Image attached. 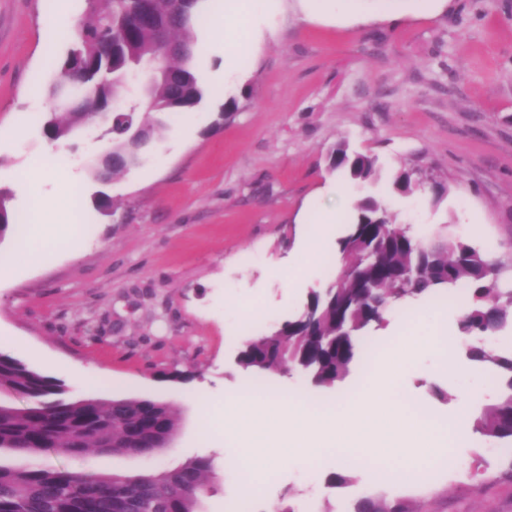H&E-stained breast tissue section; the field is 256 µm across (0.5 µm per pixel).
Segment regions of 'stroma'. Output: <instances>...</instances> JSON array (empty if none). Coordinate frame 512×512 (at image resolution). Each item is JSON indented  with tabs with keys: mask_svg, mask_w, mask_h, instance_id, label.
Wrapping results in <instances>:
<instances>
[{
	"mask_svg": "<svg viewBox=\"0 0 512 512\" xmlns=\"http://www.w3.org/2000/svg\"><path fill=\"white\" fill-rule=\"evenodd\" d=\"M87 0H0V188L11 209L31 217L37 206L65 211L66 249L26 251L15 234L0 241V352L62 380L73 399H157L179 417L164 454L139 457L52 453L43 464L107 474L175 469L213 457L217 478L203 512H271L282 499L320 512L324 505L375 496L427 502L430 512H512V459L479 435L438 454L411 449L409 481L395 465L378 476L365 466L341 469L333 449L315 466L280 465L279 421L268 415L256 439L264 461L252 497L242 498L240 450L221 428L238 409L235 395L262 391L325 409L366 384L364 361L331 388L308 387L302 374L252 377L237 364L247 334L243 310L265 317L252 334H269L299 313L311 293L332 282L322 264L335 254L353 202L337 195L344 177L330 170L336 143L377 155L384 165L377 196L403 165L432 169L449 187L432 205L424 193L389 198L413 229L449 233L512 264V0H353L337 15L332 0H248L224 10V43L202 54L195 71L223 70L197 108L173 116L142 162L111 181H94L88 164L103 148L83 129L51 143L41 131L55 59L82 22ZM259 33L255 54L240 52ZM236 98L238 108L225 113ZM44 165L31 178L32 163ZM108 197V214L97 208ZM337 209L317 259L305 244L324 209ZM407 321L392 313L367 332L384 358L389 325L403 322L418 347L398 381L401 394L450 423L463 394L482 403L495 395L490 374L448 377L431 341L440 324L457 335L455 315L430 302ZM110 372L100 389L81 371ZM218 430L198 436L201 409ZM347 471L355 482L328 484Z\"/></svg>",
	"mask_w": 512,
	"mask_h": 512,
	"instance_id": "1",
	"label": "stroma"
}]
</instances>
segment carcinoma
Segmentation results:
<instances>
[{
    "instance_id": "1",
    "label": "carcinoma",
    "mask_w": 512,
    "mask_h": 512,
    "mask_svg": "<svg viewBox=\"0 0 512 512\" xmlns=\"http://www.w3.org/2000/svg\"><path fill=\"white\" fill-rule=\"evenodd\" d=\"M207 0H149L151 21L141 22L142 0H88L89 18L59 62L60 76L79 75L94 111H109L114 98L126 108L106 120L112 170L95 159L90 175L108 182L137 167L169 114L198 107L204 89L194 73V26ZM150 63L156 70L126 95L127 74ZM91 119L84 108L45 112L42 130L51 141L65 139ZM330 169L344 172L356 187L381 179L377 157L339 142ZM404 167L392 180V193L407 197L424 191L440 204L447 184L429 173ZM10 194L0 190V241L11 231ZM352 221L338 240L344 266L325 294L314 293L304 310L271 334L248 340L240 352L243 369L254 373L300 370L317 386L343 380L357 357L373 347L360 340L386 314L407 308V300L432 296L458 306L459 335L469 360L483 364L497 379L493 401L477 410L472 432L512 458V347L502 333L512 331V274L474 246L448 234V226L418 235L397 222V213L374 195H361ZM21 396L24 407L0 399V452L25 458L49 451L71 458L94 448L103 453L157 457L173 438L178 418L163 401L123 397L110 401L66 397L64 384L0 352V396ZM211 457L190 460L173 470L138 475L86 474L54 465L0 463V512H200ZM344 512H428L402 502L388 504L365 496L345 503Z\"/></svg>"
}]
</instances>
